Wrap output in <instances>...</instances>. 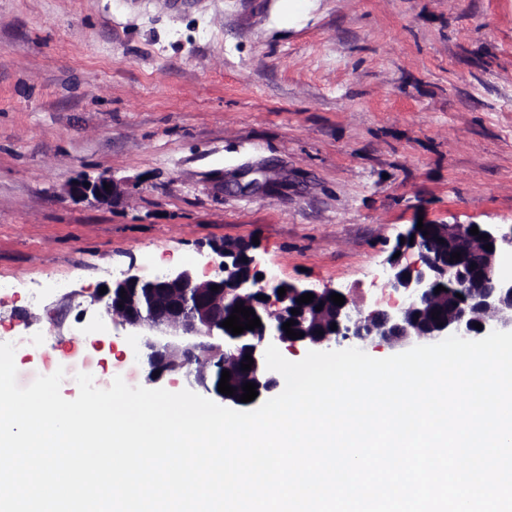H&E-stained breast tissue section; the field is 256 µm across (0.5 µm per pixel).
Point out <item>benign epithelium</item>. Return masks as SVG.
Here are the masks:
<instances>
[{
  "label": "benign epithelium",
  "instance_id": "7a95c632",
  "mask_svg": "<svg viewBox=\"0 0 512 512\" xmlns=\"http://www.w3.org/2000/svg\"><path fill=\"white\" fill-rule=\"evenodd\" d=\"M110 190H105V186ZM117 184L112 175L102 172L97 177L71 186L78 197L93 196L101 202L112 200ZM470 224L426 222L423 229L411 224L400 234L392 253L413 250L419 262L401 266L400 258H389L387 287L403 296L402 304L387 309L364 311L350 298L337 306L330 300L340 290H318L305 285L278 281L267 289L260 286L254 260L246 250L220 246L213 252L220 261L214 263V278L199 281L188 268L167 271L153 279L125 274L96 298L109 316L121 318L123 324L138 331L139 347L135 352L145 356L147 381L157 383L171 371L185 368L193 376V385L205 397L226 404L244 406L243 391L228 396L210 387L212 365L224 367L245 355L254 360L248 371L249 381L257 384L256 404L278 387L274 371L266 366V348L274 344L294 347L298 344L331 348L346 341L366 344L375 340L392 343L401 339L438 340L452 334L472 340L494 330L512 331V277L499 271V260L512 254V227L480 224L479 234H470ZM491 245L488 251L485 245ZM461 259L451 260V254ZM451 280L450 288L435 292L439 281ZM217 285L219 289L211 290ZM286 289L284 297L278 290ZM306 293L314 294L313 302L298 303ZM247 303L261 326L234 335L222 327L224 309ZM321 310H316L317 306ZM299 314L291 315L292 309ZM438 318H433V313ZM292 318V329L304 336H286L283 323ZM482 328H475V324ZM337 329H331L332 325ZM159 375H154V372Z\"/></svg>",
  "mask_w": 512,
  "mask_h": 512
}]
</instances>
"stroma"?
Returning <instances> with one entry per match:
<instances>
[{"mask_svg": "<svg viewBox=\"0 0 512 512\" xmlns=\"http://www.w3.org/2000/svg\"><path fill=\"white\" fill-rule=\"evenodd\" d=\"M0 0V336L132 331L100 287L245 247L365 310L417 219L512 225V0ZM109 172L110 203L68 193ZM68 288H55L58 280ZM43 289L38 303L29 291Z\"/></svg>", "mask_w": 512, "mask_h": 512, "instance_id": "obj_1", "label": "stroma"}]
</instances>
